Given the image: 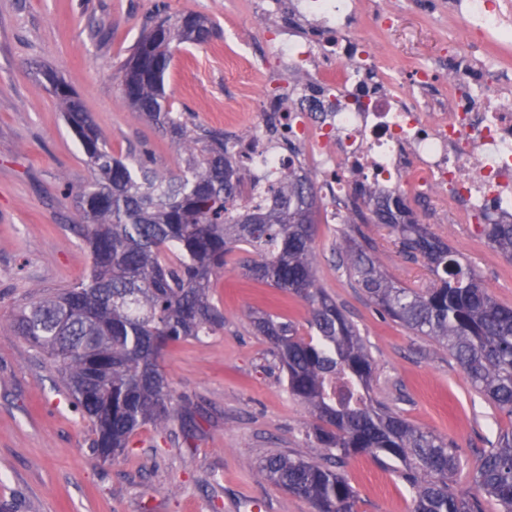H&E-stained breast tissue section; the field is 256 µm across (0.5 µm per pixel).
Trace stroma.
<instances>
[{
  "instance_id": "stroma-1",
  "label": "stroma",
  "mask_w": 512,
  "mask_h": 512,
  "mask_svg": "<svg viewBox=\"0 0 512 512\" xmlns=\"http://www.w3.org/2000/svg\"><path fill=\"white\" fill-rule=\"evenodd\" d=\"M394 28L376 32L386 72L444 54L454 29L448 0H396ZM201 14L217 26L204 45L184 43L165 77L168 104L188 124L223 129L226 138L259 123L260 91L288 93L255 0H0V512H314L313 505L262 480L258 464L282 452L311 458L308 406L288 392L251 315L264 311L306 326L309 308L270 285L228 270L213 291L224 328L169 344L160 365L185 396L169 430L145 426L127 456L101 463L90 426L75 412L53 362L15 334L12 319L34 288L63 289L89 266L75 193L93 176L40 74L63 77L118 155L150 149L161 172L183 168L173 147L125 101L117 70L156 13ZM316 214V276L358 328L373 360L369 395L421 430L452 441L462 467L453 486L475 495L472 474L512 418L473 388L447 347L384 317L340 259L353 230ZM419 223L448 241L498 302L512 306V257L491 248L469 224L448 223L438 195L414 208ZM376 260L394 281L430 287L424 261L407 259L388 229L369 225ZM398 462L355 455L342 472L358 512H413V492Z\"/></svg>"
}]
</instances>
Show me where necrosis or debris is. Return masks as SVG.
Listing matches in <instances>:
<instances>
[{
  "label": "necrosis or debris",
  "mask_w": 512,
  "mask_h": 512,
  "mask_svg": "<svg viewBox=\"0 0 512 512\" xmlns=\"http://www.w3.org/2000/svg\"><path fill=\"white\" fill-rule=\"evenodd\" d=\"M449 8L457 32L447 49L470 70L441 95L436 63L384 76L370 35L391 25V11L364 15L358 0H292L294 22L315 19L327 47L291 36L277 42L288 71L311 78L291 86L285 118L256 125L236 144L254 174L244 202L283 179L296 154L313 160L330 200L360 193L372 207L431 187L455 223L512 222V71L496 53L512 44V0H451Z\"/></svg>",
  "instance_id": "4bbe7bcc"
}]
</instances>
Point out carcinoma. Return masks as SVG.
Listing matches in <instances>:
<instances>
[{
	"label": "carcinoma",
	"mask_w": 512,
	"mask_h": 512,
	"mask_svg": "<svg viewBox=\"0 0 512 512\" xmlns=\"http://www.w3.org/2000/svg\"><path fill=\"white\" fill-rule=\"evenodd\" d=\"M213 26L187 14L173 23L161 13L120 67L123 97L138 115L190 151L177 173L148 161L112 154L83 102L52 70L43 78L65 105L69 128L95 173L77 196L79 223L70 230L86 243L87 274L69 288L32 290L12 327L56 365L72 408L91 424L92 453L103 463L125 456L146 425L164 432L177 416L171 384L160 367L162 348L224 328L212 288L238 253L252 258L246 275L305 301L311 319L301 333L292 320L253 316L282 370L288 391L310 407L307 430L316 459L265 457L258 473L311 502L315 512H355L356 496L337 467L347 457L392 458L415 494L414 512H484V501L512 512V430L483 452L475 474L480 497L456 495L449 478L460 462L451 442L423 432L366 393L374 366L354 324L320 288L313 240L319 199L304 168L268 188L271 205L240 202L247 182L221 129L191 135L170 111L164 78L174 45L205 43ZM344 224L357 237L346 242L342 264L366 297L391 319L448 347L473 387L512 417V307L502 305L440 237L411 218L401 193L367 215L358 199ZM363 224H383L402 252L425 260L430 288L404 287L371 255ZM495 249L512 256V223L484 224Z\"/></svg>",
	"instance_id": "carcinoma-1"
}]
</instances>
